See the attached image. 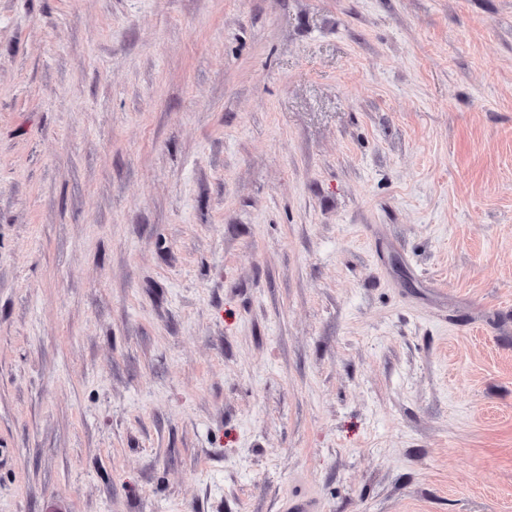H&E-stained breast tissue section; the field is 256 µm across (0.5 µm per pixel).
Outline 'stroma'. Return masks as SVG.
<instances>
[{"instance_id": "stroma-1", "label": "stroma", "mask_w": 512, "mask_h": 512, "mask_svg": "<svg viewBox=\"0 0 512 512\" xmlns=\"http://www.w3.org/2000/svg\"><path fill=\"white\" fill-rule=\"evenodd\" d=\"M512 512V0H0V512Z\"/></svg>"}]
</instances>
